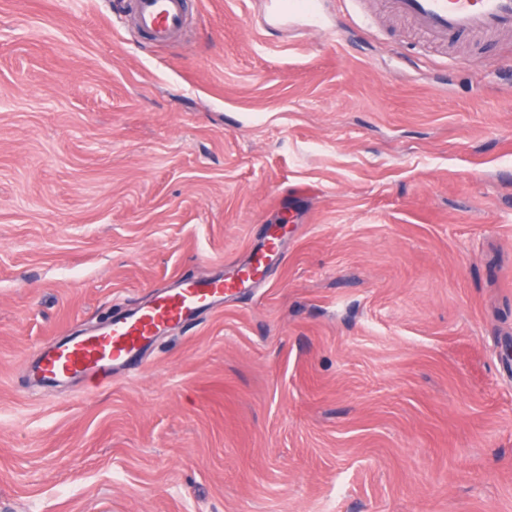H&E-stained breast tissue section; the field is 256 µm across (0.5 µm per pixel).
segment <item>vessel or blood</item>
Returning <instances> with one entry per match:
<instances>
[{
    "mask_svg": "<svg viewBox=\"0 0 512 512\" xmlns=\"http://www.w3.org/2000/svg\"><path fill=\"white\" fill-rule=\"evenodd\" d=\"M386 5L442 44L461 38L488 42L512 31V0H386ZM119 9L157 43L175 39L186 22L185 0H121ZM312 11L311 0H268L263 24ZM237 287V281L220 274L181 280L94 332L60 337L38 354L30 377L48 392L78 378L90 379L96 388L110 385L115 370L136 366L160 336L194 324L204 311L222 306Z\"/></svg>",
    "mask_w": 512,
    "mask_h": 512,
    "instance_id": "1",
    "label": "vessel or blood"
}]
</instances>
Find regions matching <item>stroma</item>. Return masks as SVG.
Segmentation results:
<instances>
[{
	"label": "stroma",
	"mask_w": 512,
	"mask_h": 512,
	"mask_svg": "<svg viewBox=\"0 0 512 512\" xmlns=\"http://www.w3.org/2000/svg\"><path fill=\"white\" fill-rule=\"evenodd\" d=\"M0 0V512H512V32L380 0ZM259 287L111 386L29 379L176 279ZM186 0H122L118 6L120 19L128 11L135 27L157 43L175 39L186 22ZM314 3L313 1H268L262 28H268L272 24H280L283 20L298 14H312Z\"/></svg>",
	"instance_id": "1"
}]
</instances>
